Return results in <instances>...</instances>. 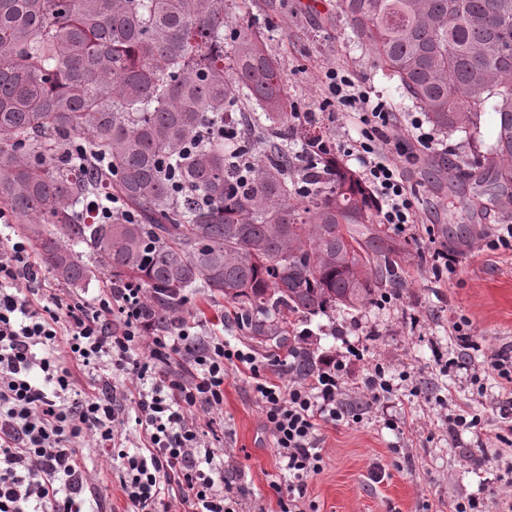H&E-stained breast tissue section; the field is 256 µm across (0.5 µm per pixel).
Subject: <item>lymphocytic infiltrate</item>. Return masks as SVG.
<instances>
[{
  "label": "lymphocytic infiltrate",
  "mask_w": 512,
  "mask_h": 512,
  "mask_svg": "<svg viewBox=\"0 0 512 512\" xmlns=\"http://www.w3.org/2000/svg\"><path fill=\"white\" fill-rule=\"evenodd\" d=\"M317 108L299 113L300 124L327 110L351 112L359 137L347 155L361 165L381 223L394 234L416 235L414 203L389 156L398 126L386 102L372 99L341 68L327 70ZM39 269L24 241L0 239V512H95L84 498V441L95 436L104 461L116 471L129 512H157L165 496L182 512H239L242 491L224 480V451L209 442L200 415L224 407L230 366H247L288 471V500L281 512H304L306 481L319 474L320 422L349 421L341 401L344 364L325 363L311 382L283 386L268 377L251 353L219 336L192 332L183 318L161 330L147 318L148 299L133 284L102 289L93 304L58 294L40 295ZM30 283L22 292L21 283ZM74 360L97 392L77 388L65 366ZM186 376L175 375L173 361ZM136 376L135 388L117 385ZM134 405L139 447L123 444L127 405Z\"/></svg>",
  "instance_id": "f902f5d3"
}]
</instances>
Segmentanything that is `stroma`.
Returning <instances> with one entry per match:
<instances>
[{"label": "stroma", "instance_id": "35a3bbf8", "mask_svg": "<svg viewBox=\"0 0 512 512\" xmlns=\"http://www.w3.org/2000/svg\"><path fill=\"white\" fill-rule=\"evenodd\" d=\"M337 2L252 0L250 15L282 64L289 101L300 111L316 107L325 71L342 66L400 120L420 116L371 54L353 43ZM496 124L495 112H481L475 144L428 122L423 129L433 137L432 150L447 149L448 166L455 170L477 144L493 141ZM396 140L391 156L408 182L419 230L409 242L404 286L389 302L293 319L280 349L252 339L231 304L205 289L189 292L178 314L200 333L222 335L260 363L277 362L285 381L294 376L292 347L310 352L317 363L344 362V402L356 419L320 423L323 469L306 483L308 512H455L457 503L471 498L482 502L484 512H506L512 505V473L506 470L512 435L502 440L495 433L500 410L512 408V388L484 368L492 353L512 352V252L487 245L504 218L493 211L483 219L465 209L449 212V196L474 194L473 185L430 174L409 155L414 141L407 129L398 130ZM459 320L469 322L479 346L463 364L452 329ZM378 364L393 390L374 402L367 380ZM460 410L476 419L475 428L451 430L445 415ZM209 419L223 442L224 477L245 492L243 512L257 503L275 512L288 473L276 458L247 370L229 369L224 408ZM85 446L87 488L106 512H125L117 478L101 468V448L91 439Z\"/></svg>", "mask_w": 512, "mask_h": 512}]
</instances>
